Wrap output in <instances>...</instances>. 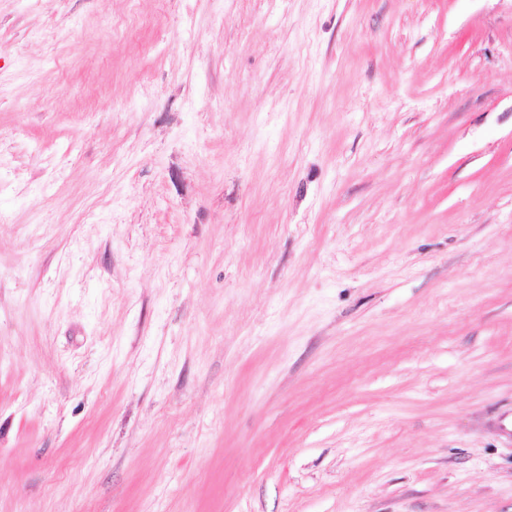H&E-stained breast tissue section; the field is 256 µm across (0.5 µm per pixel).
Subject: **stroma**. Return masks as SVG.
Masks as SVG:
<instances>
[{"label": "stroma", "mask_w": 512, "mask_h": 512, "mask_svg": "<svg viewBox=\"0 0 512 512\" xmlns=\"http://www.w3.org/2000/svg\"><path fill=\"white\" fill-rule=\"evenodd\" d=\"M0 512H512V0H0Z\"/></svg>", "instance_id": "obj_1"}]
</instances>
